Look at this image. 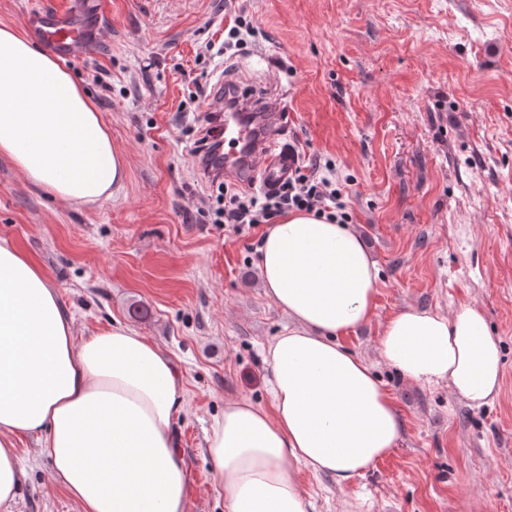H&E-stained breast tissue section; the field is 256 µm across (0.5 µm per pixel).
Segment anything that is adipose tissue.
<instances>
[{"mask_svg":"<svg viewBox=\"0 0 512 512\" xmlns=\"http://www.w3.org/2000/svg\"><path fill=\"white\" fill-rule=\"evenodd\" d=\"M0 155L65 203L109 198L122 153L88 95L14 27L0 26ZM265 294L292 325L263 350L269 408L225 401L206 436L224 512H307L295 466L344 485L396 446L401 419L370 365L339 335L365 324L377 268L357 230L295 211L259 247ZM379 354L407 380L490 403L501 349L480 309L409 307ZM184 380L159 345L115 322L76 338L45 271L0 243V512L27 478L18 442L36 440L81 512H191L172 423Z\"/></svg>","mask_w":512,"mask_h":512,"instance_id":"adipose-tissue-1","label":"adipose tissue"}]
</instances>
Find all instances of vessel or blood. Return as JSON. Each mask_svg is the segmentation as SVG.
I'll use <instances>...</instances> for the list:
<instances>
[{
    "label": "vessel or blood",
    "instance_id": "vessel-or-blood-1",
    "mask_svg": "<svg viewBox=\"0 0 512 512\" xmlns=\"http://www.w3.org/2000/svg\"><path fill=\"white\" fill-rule=\"evenodd\" d=\"M105 20L103 0H85L82 12L41 7L29 11L23 22L31 37L65 61L87 52L90 28ZM233 96L235 107L225 109L224 84H214L207 109L217 117L215 126L224 146L210 156L208 164L199 165L198 174L205 181L224 178L276 190L294 175L299 161L297 152L283 140L285 106L280 98L262 99L240 86Z\"/></svg>",
    "mask_w": 512,
    "mask_h": 512
}]
</instances>
